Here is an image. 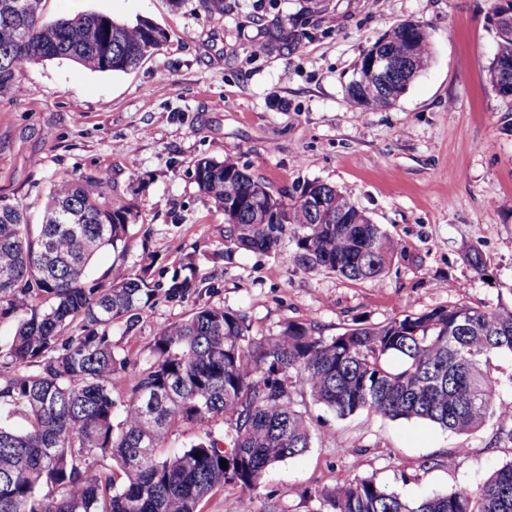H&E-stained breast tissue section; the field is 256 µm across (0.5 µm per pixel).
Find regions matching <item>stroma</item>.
Masks as SVG:
<instances>
[{
	"instance_id": "35a3bbf8",
	"label": "stroma",
	"mask_w": 512,
	"mask_h": 512,
	"mask_svg": "<svg viewBox=\"0 0 512 512\" xmlns=\"http://www.w3.org/2000/svg\"><path fill=\"white\" fill-rule=\"evenodd\" d=\"M45 0L46 19L85 11L127 25L146 19L169 40L126 72L92 71L67 59L24 66L0 97V197L42 221L61 176L109 182L112 200L138 220L123 247L94 261L108 284L112 264L146 275L152 294L112 345L137 364L151 359L160 324L201 306L245 315L253 336L289 321L322 336L354 321H386L457 300L512 307V99L488 80L495 42L492 0ZM302 31L290 49L272 33L281 20ZM420 22L431 58L396 102L360 110L346 86L362 51L393 24ZM234 154L273 192L319 181L343 191L397 245L387 274L353 283L286 261L277 251L236 252L222 210L194 179L198 159ZM487 262L476 274L466 252ZM223 270L220 279L212 270ZM192 288L167 294L173 279ZM314 434L301 456L277 463L248 499L213 491L201 512H326L314 490L371 478L407 499L475 488L512 461V423L490 421L457 435L423 420L359 413L337 417L304 400Z\"/></svg>"
}]
</instances>
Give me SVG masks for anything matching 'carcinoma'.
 Wrapping results in <instances>:
<instances>
[{
    "mask_svg": "<svg viewBox=\"0 0 512 512\" xmlns=\"http://www.w3.org/2000/svg\"><path fill=\"white\" fill-rule=\"evenodd\" d=\"M501 0L488 21L496 41L490 83L512 93V26ZM167 40L143 20L129 27L103 14L43 20V0H0V95L16 71L51 59L93 71L126 72ZM402 61L388 83L371 75L373 54ZM431 55L418 22L392 26L360 54L347 87L359 106L403 95ZM195 181L229 224L238 250H277L294 229L289 260L351 282L375 281L397 249L379 224L337 188L313 181L284 197L235 160L202 158ZM107 181L63 176L43 222L0 197V305L19 314L0 351V512H199L214 490L252 495L270 467L307 451L313 434L295 397L340 418L367 411L390 420H428L469 434L494 417L512 421L497 400L490 367L512 355V309L458 300L383 324L325 338L312 322L290 321L259 339L245 317L203 306L158 326L152 359L128 372L112 347V326L131 320L145 280L126 273L104 288L88 280L91 260L118 249L137 210L112 203ZM224 419L222 440L211 423ZM21 418V429L13 420ZM183 425L199 429L188 448L159 449ZM227 466H220L221 460ZM328 512H512V462L475 490L408 500L371 478L314 491Z\"/></svg>",
    "mask_w": 512,
    "mask_h": 512,
    "instance_id": "cac0c4a2",
    "label": "carcinoma"
}]
</instances>
